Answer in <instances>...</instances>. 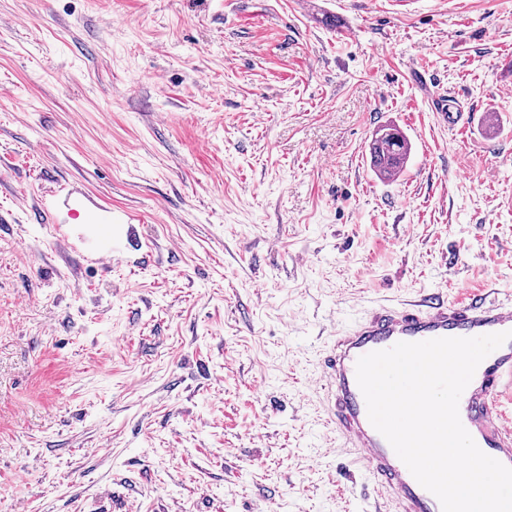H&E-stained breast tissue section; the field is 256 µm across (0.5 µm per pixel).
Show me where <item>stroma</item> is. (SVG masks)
<instances>
[{"instance_id": "stroma-1", "label": "stroma", "mask_w": 512, "mask_h": 512, "mask_svg": "<svg viewBox=\"0 0 512 512\" xmlns=\"http://www.w3.org/2000/svg\"><path fill=\"white\" fill-rule=\"evenodd\" d=\"M509 79L512 0H0V512H372L321 354L512 300ZM64 186L112 210L78 250ZM458 99L451 93L437 92L432 98L433 108L443 124H448L452 130L462 131L466 127L464 112L454 111ZM411 144L395 125H382L372 134L369 154L373 170L380 177L390 178L406 164Z\"/></svg>"}]
</instances>
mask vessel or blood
I'll return each instance as SVG.
<instances>
[{
	"mask_svg": "<svg viewBox=\"0 0 512 512\" xmlns=\"http://www.w3.org/2000/svg\"><path fill=\"white\" fill-rule=\"evenodd\" d=\"M457 102V97L449 93L439 92L432 98L439 120L449 128L462 130L466 119L457 112ZM506 331H512V304L489 301L482 291L451 301L430 293L397 304H382L337 329L318 376L327 395L328 419L345 446L357 449L356 465L380 493L391 498L396 512H442V507L371 424L356 378L358 359L399 342L477 337ZM509 395L512 340L479 364L459 401L461 422L477 446L512 467V423L506 422L499 410L502 398Z\"/></svg>",
	"mask_w": 512,
	"mask_h": 512,
	"instance_id": "obj_1",
	"label": "vessel or blood"
}]
</instances>
